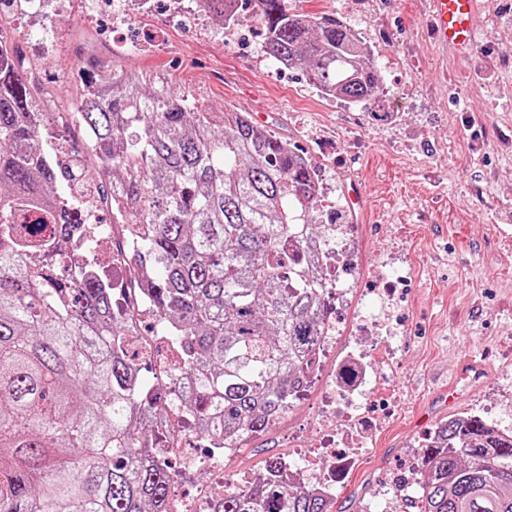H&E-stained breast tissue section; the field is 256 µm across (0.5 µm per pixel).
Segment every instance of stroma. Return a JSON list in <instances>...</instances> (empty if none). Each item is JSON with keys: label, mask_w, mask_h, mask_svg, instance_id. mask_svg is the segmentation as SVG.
<instances>
[{"label": "stroma", "mask_w": 512, "mask_h": 512, "mask_svg": "<svg viewBox=\"0 0 512 512\" xmlns=\"http://www.w3.org/2000/svg\"><path fill=\"white\" fill-rule=\"evenodd\" d=\"M66 2L47 37L22 17L12 22L27 62L52 80L59 111L81 93L72 69L110 56L132 72L168 75L175 95L204 110L250 113L312 157L352 244L351 292L327 366L371 341L378 262L406 274L396 335L381 340L398 362L381 364L365 400L389 414L337 479L330 512H417L420 449L454 416L512 432V0H482L478 45L465 64L434 45L423 0H288L293 11L361 30L384 92L358 104L323 97L297 70L281 80L260 38L241 45L219 19L194 21L170 0L120 19H93L83 0ZM327 131L339 133L341 148ZM354 182L368 199L357 216L345 201ZM325 391L315 384L267 433L226 456L225 481L316 446Z\"/></svg>", "instance_id": "35a3bbf8"}]
</instances>
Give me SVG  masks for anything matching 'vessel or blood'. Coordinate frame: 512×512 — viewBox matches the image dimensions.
Here are the masks:
<instances>
[{
    "label": "vessel or blood",
    "mask_w": 512,
    "mask_h": 512,
    "mask_svg": "<svg viewBox=\"0 0 512 512\" xmlns=\"http://www.w3.org/2000/svg\"><path fill=\"white\" fill-rule=\"evenodd\" d=\"M428 21L440 47L461 59L475 48L478 0H428Z\"/></svg>",
    "instance_id": "vessel-or-blood-1"
}]
</instances>
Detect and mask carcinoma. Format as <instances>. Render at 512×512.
Segmentation results:
<instances>
[{"mask_svg":"<svg viewBox=\"0 0 512 512\" xmlns=\"http://www.w3.org/2000/svg\"><path fill=\"white\" fill-rule=\"evenodd\" d=\"M0 0V512H163L170 466L162 409L143 401L142 321L66 260L84 223L71 201L112 214V263L134 277L127 299L175 337L172 375L190 382L185 436L239 448L298 398L304 362L325 336L333 286L311 267L327 250L319 173L288 138L249 113L207 112L167 80L112 61L78 69L70 120L81 161L59 169L38 140L57 113L39 108ZM238 22L239 0H199ZM264 51L349 103L383 95L371 49L332 15L253 0ZM221 132H216V128ZM270 457L253 486L224 485L209 512H329V500L281 480ZM418 512H512V434L475 415L444 422L421 449Z\"/></svg>","mask_w":512,"mask_h":512,"instance_id":"cac0c4a2","label":"carcinoma"}]
</instances>
